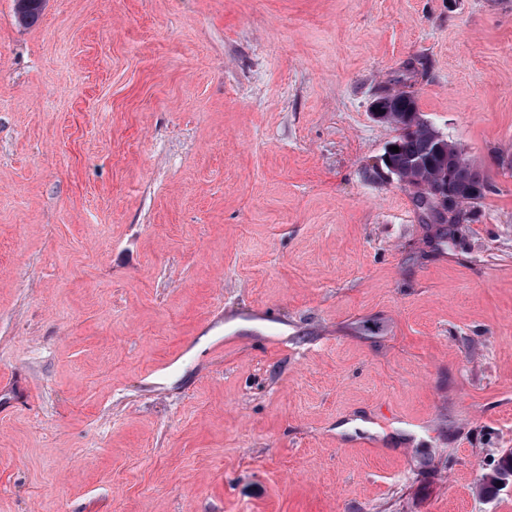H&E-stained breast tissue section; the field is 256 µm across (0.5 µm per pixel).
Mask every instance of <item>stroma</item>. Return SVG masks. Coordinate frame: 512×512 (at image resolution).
I'll return each instance as SVG.
<instances>
[{
  "mask_svg": "<svg viewBox=\"0 0 512 512\" xmlns=\"http://www.w3.org/2000/svg\"><path fill=\"white\" fill-rule=\"evenodd\" d=\"M491 184L436 237L392 83ZM512 0H0V512H512ZM509 474H512V451L506 453L500 458L497 466L492 471L483 477L482 492L484 494H492L497 490L498 484L501 482L502 477L509 478Z\"/></svg>",
  "mask_w": 512,
  "mask_h": 512,
  "instance_id": "stroma-1",
  "label": "stroma"
}]
</instances>
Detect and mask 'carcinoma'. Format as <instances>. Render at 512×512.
Returning a JSON list of instances; mask_svg holds the SVG:
<instances>
[{
  "instance_id": "obj_1",
  "label": "carcinoma",
  "mask_w": 512,
  "mask_h": 512,
  "mask_svg": "<svg viewBox=\"0 0 512 512\" xmlns=\"http://www.w3.org/2000/svg\"><path fill=\"white\" fill-rule=\"evenodd\" d=\"M45 0H14L20 21L38 20ZM380 106L388 111L387 123L398 135L391 145L386 165L398 171V179L414 188V202L435 224H459L464 208L481 199L488 189L484 174L455 143L447 140L422 118L415 97L400 89H390ZM448 198V208L439 210L437 197ZM512 474V451L500 458L495 469L483 477L482 492L497 490L501 478Z\"/></svg>"
}]
</instances>
